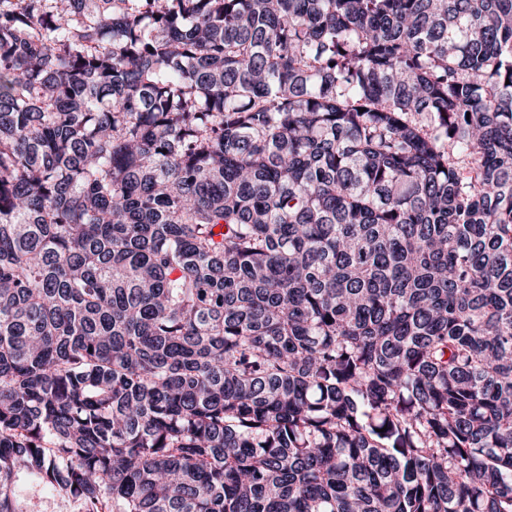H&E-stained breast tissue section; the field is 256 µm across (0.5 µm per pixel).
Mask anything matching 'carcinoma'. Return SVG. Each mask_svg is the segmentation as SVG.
Wrapping results in <instances>:
<instances>
[{"label": "carcinoma", "mask_w": 512, "mask_h": 512, "mask_svg": "<svg viewBox=\"0 0 512 512\" xmlns=\"http://www.w3.org/2000/svg\"><path fill=\"white\" fill-rule=\"evenodd\" d=\"M512 512V0H0V512ZM23 489V497L25 500H31V503L34 504L32 507L35 510H39L41 512H60L64 511V506L60 503L57 498H55L52 493L43 487L37 488H29L28 485H22Z\"/></svg>", "instance_id": "carcinoma-1"}]
</instances>
